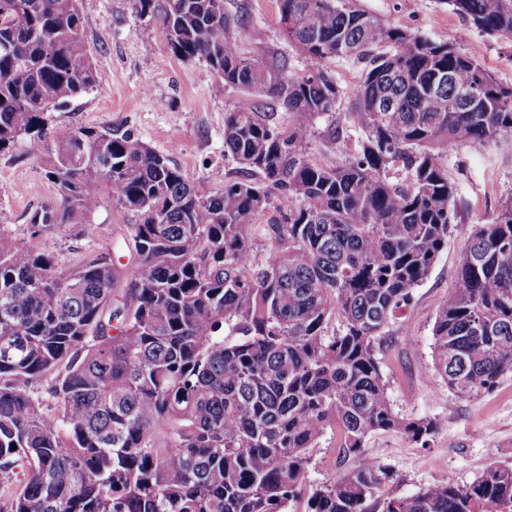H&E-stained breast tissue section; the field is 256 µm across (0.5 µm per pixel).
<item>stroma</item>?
I'll use <instances>...</instances> for the list:
<instances>
[{
    "mask_svg": "<svg viewBox=\"0 0 512 512\" xmlns=\"http://www.w3.org/2000/svg\"><path fill=\"white\" fill-rule=\"evenodd\" d=\"M353 2L386 24L455 43L498 81L512 86V45L471 27L447 0ZM225 7L238 19L231 34L244 56L262 62L284 56L291 71L311 69V62L284 33L277 0H226ZM252 28L262 31L261 40L248 38ZM85 36L101 83L67 106L48 112V126L55 132L105 125L131 129L169 158L191 183L217 192L237 168L224 154L225 112L248 100L268 112L272 123L288 122L287 111L271 92L226 86L209 74L204 61L176 58L161 27L132 14L127 0H93ZM323 67L334 76L342 96L333 117L316 120L305 151L315 162L333 164L366 136L355 105L363 65L351 58H336L324 61ZM333 123L342 136L331 145L326 130ZM444 162L455 186L448 242L427 279L415 289L410 305L385 327L378 353L394 410L408 418L431 417L439 422L425 447L392 431H378L367 438V454L394 472L396 480L387 490L397 495L415 494L450 476L468 484L490 465L512 466V374L490 393L459 398L435 374L432 357L436 313L457 285L462 246L474 226L492 220L512 193V134L489 144L449 147ZM57 198L41 161L28 155L24 146L0 153V224L7 225L15 238L30 239L29 213ZM93 221L100 227L97 239L78 242L66 229L34 242L70 265L80 255L130 237L133 218L111 197H104ZM340 443L338 428L325 432L312 452L309 483L331 482L352 466V459L342 455Z\"/></svg>",
    "mask_w": 512,
    "mask_h": 512,
    "instance_id": "1",
    "label": "stroma"
}]
</instances>
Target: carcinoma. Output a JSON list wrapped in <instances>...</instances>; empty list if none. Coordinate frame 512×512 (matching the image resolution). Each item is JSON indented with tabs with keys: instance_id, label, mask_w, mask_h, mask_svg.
Masks as SVG:
<instances>
[{
	"instance_id": "carcinoma-1",
	"label": "carcinoma",
	"mask_w": 512,
	"mask_h": 512,
	"mask_svg": "<svg viewBox=\"0 0 512 512\" xmlns=\"http://www.w3.org/2000/svg\"><path fill=\"white\" fill-rule=\"evenodd\" d=\"M129 4L177 58L270 90L291 120L280 128L249 102L224 113L240 171L214 193L130 129L58 135L47 112L99 84L86 0H0V152L24 145L59 194L31 213L30 240L0 225V475L12 484L0 512H288L305 489L308 512H512V466L402 497L384 493L395 475L364 449L376 431L425 447L438 430L394 411L377 347L447 244L443 153L511 134L512 91L454 44L350 0H278L288 40L316 65L302 75L244 57L224 0ZM448 5L512 41V0ZM336 57L364 63L367 137L328 165L304 145L336 111L341 90L318 67ZM484 77L483 100L458 98ZM394 166L407 186L389 181ZM106 188L135 218L127 262L106 248L63 267L31 244L66 227L98 237L88 228ZM433 367L460 398L512 374V195L464 244ZM43 380L46 398L33 391ZM332 425L354 465L310 487Z\"/></svg>"
}]
</instances>
